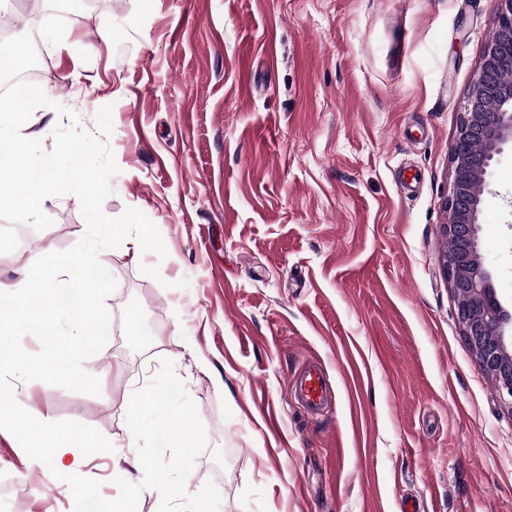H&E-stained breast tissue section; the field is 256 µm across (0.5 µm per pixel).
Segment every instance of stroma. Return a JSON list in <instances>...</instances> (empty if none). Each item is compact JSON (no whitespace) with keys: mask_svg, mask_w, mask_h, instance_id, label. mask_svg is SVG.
<instances>
[{"mask_svg":"<svg viewBox=\"0 0 512 512\" xmlns=\"http://www.w3.org/2000/svg\"><path fill=\"white\" fill-rule=\"evenodd\" d=\"M38 36L49 103L21 133L44 151L57 106L94 130L112 108L118 173L102 210L142 212L167 255L99 258L117 281L93 396L13 383L32 415L96 443L80 476L116 498L145 472L132 394L174 364L207 438L185 489L218 512H512V405L466 343L441 266L459 117L495 0H0ZM479 248L512 310V145L495 157ZM18 225L0 282L84 235L78 198ZM326 368L332 403L290 389ZM37 494L0 512H71L72 495L0 431V473Z\"/></svg>","mask_w":512,"mask_h":512,"instance_id":"1","label":"stroma"}]
</instances>
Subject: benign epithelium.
Listing matches in <instances>:
<instances>
[{
	"label": "benign epithelium",
	"mask_w": 512,
	"mask_h": 512,
	"mask_svg": "<svg viewBox=\"0 0 512 512\" xmlns=\"http://www.w3.org/2000/svg\"><path fill=\"white\" fill-rule=\"evenodd\" d=\"M496 36L487 43L450 152L442 270L457 302L463 336L500 398L512 402V312L495 297L479 253L477 224L488 169L512 144V0H498Z\"/></svg>",
	"instance_id": "7a95c632"
}]
</instances>
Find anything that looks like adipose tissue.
<instances>
[{"mask_svg": "<svg viewBox=\"0 0 512 512\" xmlns=\"http://www.w3.org/2000/svg\"><path fill=\"white\" fill-rule=\"evenodd\" d=\"M13 422L24 437V446L37 459L51 461L57 469L76 470L83 463L85 440L69 429L56 425L51 418L13 421L5 398L0 397V422Z\"/></svg>", "mask_w": 512, "mask_h": 512, "instance_id": "obj_1", "label": "adipose tissue"}]
</instances>
